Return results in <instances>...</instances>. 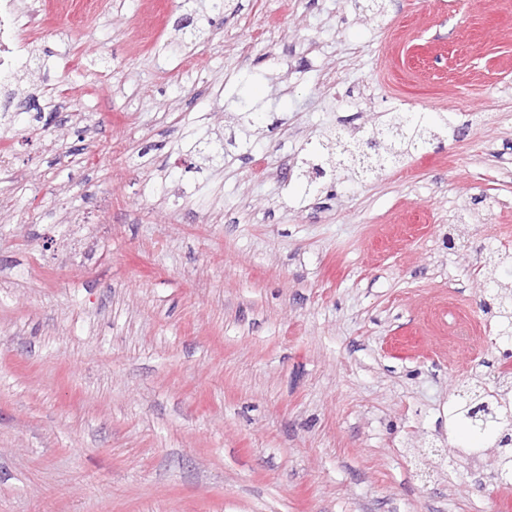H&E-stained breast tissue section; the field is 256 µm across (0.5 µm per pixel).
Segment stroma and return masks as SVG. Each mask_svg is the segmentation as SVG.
Here are the masks:
<instances>
[{
    "label": "stroma",
    "mask_w": 512,
    "mask_h": 512,
    "mask_svg": "<svg viewBox=\"0 0 512 512\" xmlns=\"http://www.w3.org/2000/svg\"><path fill=\"white\" fill-rule=\"evenodd\" d=\"M42 2L0 89V512L512 506L459 437L512 352V0ZM392 112L448 132L308 185ZM67 1L64 9L58 12H65L67 14L69 20L72 25L76 28L84 26L85 22L95 14L97 9L96 0H65ZM78 4H82L83 8L81 10H76V6ZM75 7L73 8V6Z\"/></svg>",
    "instance_id": "stroma-1"
}]
</instances>
